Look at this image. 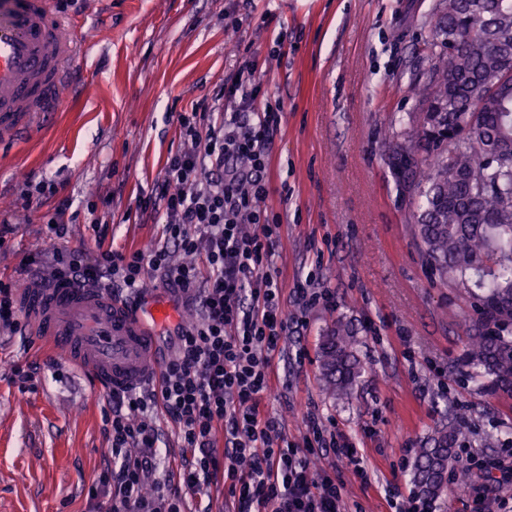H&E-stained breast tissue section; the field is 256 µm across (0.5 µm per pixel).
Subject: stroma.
<instances>
[{
	"mask_svg": "<svg viewBox=\"0 0 512 512\" xmlns=\"http://www.w3.org/2000/svg\"><path fill=\"white\" fill-rule=\"evenodd\" d=\"M438 0H105L94 37L100 56L73 66L59 112L31 138L0 143V209L12 231L0 249V278L16 295L35 285L24 260L52 256L46 215L68 199L74 215L62 247L94 251L98 226L115 246L160 238L140 203L183 142L177 116L254 68L258 103H280L264 206L279 224L272 257L288 311L301 322L280 343L279 374L265 401L302 443L307 414L360 448V479L336 463L347 512H395L415 490L412 458L460 408L468 445L499 458L512 443V398L467 381L464 324L476 302L442 285L422 261L400 194L388 142L415 111L429 81L425 46ZM54 195L14 209L28 182ZM333 305L308 307L296 285ZM354 332L364 365L344 400L324 385L318 352L335 322ZM33 332L0 329V512H90V494L110 461L108 399ZM32 365L23 389L14 365ZM495 444L485 445L487 436Z\"/></svg>",
	"mask_w": 512,
	"mask_h": 512,
	"instance_id": "stroma-1",
	"label": "stroma"
}]
</instances>
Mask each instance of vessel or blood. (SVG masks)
<instances>
[{
  "instance_id": "vessel-or-blood-1",
  "label": "vessel or blood",
  "mask_w": 512,
  "mask_h": 512,
  "mask_svg": "<svg viewBox=\"0 0 512 512\" xmlns=\"http://www.w3.org/2000/svg\"><path fill=\"white\" fill-rule=\"evenodd\" d=\"M95 15L75 20L57 0H0V141L32 137L57 106L54 93L68 86V67L91 56L85 32ZM30 305L34 333L78 363L104 392L158 382L167 339L160 328L175 314L157 297L129 304L105 288L64 281L37 289Z\"/></svg>"
}]
</instances>
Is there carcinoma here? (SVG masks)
Masks as SVG:
<instances>
[{
	"instance_id": "obj_1",
	"label": "carcinoma",
	"mask_w": 512,
	"mask_h": 512,
	"mask_svg": "<svg viewBox=\"0 0 512 512\" xmlns=\"http://www.w3.org/2000/svg\"><path fill=\"white\" fill-rule=\"evenodd\" d=\"M426 47L430 83L418 111L389 142L400 191L419 199L411 233L433 276L476 299L465 325L470 381L512 394V96L498 95L512 73V0H439ZM319 364L333 394L352 396L362 366L349 327L322 336ZM448 420L432 447L415 450L413 483L426 500L442 497L446 475L470 473Z\"/></svg>"
}]
</instances>
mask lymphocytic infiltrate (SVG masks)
Listing matches in <instances>:
<instances>
[{
  "label": "lymphocytic infiltrate",
  "mask_w": 512,
  "mask_h": 512,
  "mask_svg": "<svg viewBox=\"0 0 512 512\" xmlns=\"http://www.w3.org/2000/svg\"><path fill=\"white\" fill-rule=\"evenodd\" d=\"M254 80L253 71H238L224 90L225 104L179 114L183 147L144 202L162 221L161 241L93 254L58 248L68 232L65 201L45 229L53 246L51 278L106 282L138 297L156 274L200 313L196 324L176 328L175 353L157 388L110 395L112 467L95 489L107 497V512H185L186 494L219 475L237 512H344L335 467L312 470L309 458L362 461L315 418L305 449L296 448L265 409L274 355L294 319L271 264L278 224L263 206L282 107L258 104ZM176 250L189 263L174 264ZM158 408L177 425L187 457L183 470L161 480L155 477Z\"/></svg>",
  "instance_id": "obj_1"
}]
</instances>
